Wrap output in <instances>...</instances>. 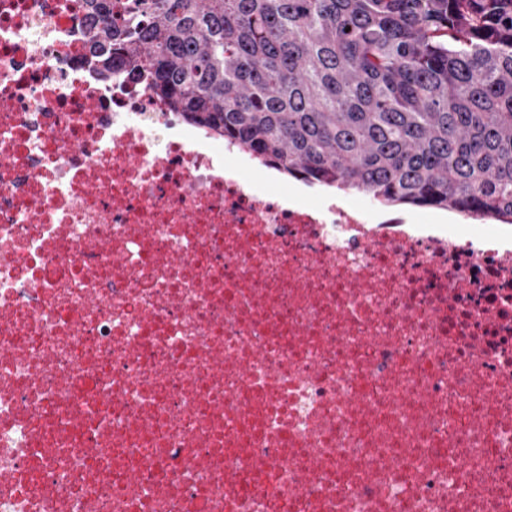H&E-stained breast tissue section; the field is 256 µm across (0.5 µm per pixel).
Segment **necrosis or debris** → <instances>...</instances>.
Returning <instances> with one entry per match:
<instances>
[{
	"label": "necrosis or debris",
	"mask_w": 512,
	"mask_h": 512,
	"mask_svg": "<svg viewBox=\"0 0 512 512\" xmlns=\"http://www.w3.org/2000/svg\"><path fill=\"white\" fill-rule=\"evenodd\" d=\"M0 0V512H512V238L289 204Z\"/></svg>",
	"instance_id": "1"
}]
</instances>
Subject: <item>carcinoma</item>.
<instances>
[{
  "label": "carcinoma",
  "mask_w": 512,
  "mask_h": 512,
  "mask_svg": "<svg viewBox=\"0 0 512 512\" xmlns=\"http://www.w3.org/2000/svg\"><path fill=\"white\" fill-rule=\"evenodd\" d=\"M84 62L297 180L512 225V0H79Z\"/></svg>",
  "instance_id": "obj_1"
}]
</instances>
